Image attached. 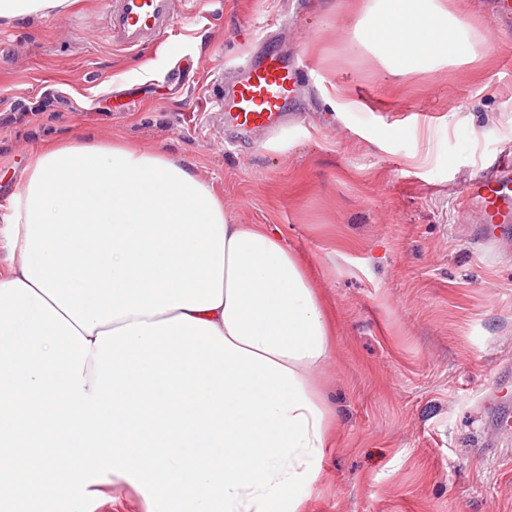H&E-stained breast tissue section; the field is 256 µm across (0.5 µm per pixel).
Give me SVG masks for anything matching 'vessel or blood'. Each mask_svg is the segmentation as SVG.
I'll list each match as a JSON object with an SVG mask.
<instances>
[{
    "mask_svg": "<svg viewBox=\"0 0 512 512\" xmlns=\"http://www.w3.org/2000/svg\"><path fill=\"white\" fill-rule=\"evenodd\" d=\"M178 21L175 0H110L102 26L114 47L138 52L158 42ZM306 71L300 62L272 52L248 68L224 93V124L237 133L275 127ZM465 198L482 214V236L500 247L512 244V157H497L469 183Z\"/></svg>",
    "mask_w": 512,
    "mask_h": 512,
    "instance_id": "b4317fda",
    "label": "vessel or blood"
}]
</instances>
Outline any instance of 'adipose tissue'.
Wrapping results in <instances>:
<instances>
[{"label":"adipose tissue","instance_id":"adipose-tissue-1","mask_svg":"<svg viewBox=\"0 0 512 512\" xmlns=\"http://www.w3.org/2000/svg\"><path fill=\"white\" fill-rule=\"evenodd\" d=\"M71 4L0 0V21ZM349 7L400 69L462 59L447 0ZM0 255V512L106 465L146 512H306L337 442L334 329L277 229L234 223L185 162L76 138L32 157Z\"/></svg>","mask_w":512,"mask_h":512}]
</instances>
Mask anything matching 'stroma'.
I'll list each match as a JSON object with an SVG mask.
<instances>
[{"label": "stroma", "instance_id": "stroma-1", "mask_svg": "<svg viewBox=\"0 0 512 512\" xmlns=\"http://www.w3.org/2000/svg\"><path fill=\"white\" fill-rule=\"evenodd\" d=\"M465 0L466 63L398 71L358 43L348 0H187L159 46L114 50L106 0L0 23V219L28 162L73 137L177 157L239 224H271L335 327L320 382L338 445L310 512H512V433L488 394L512 371V251L486 243L468 183L512 154V27ZM283 47L318 82L298 119L230 145L224 71ZM348 90L337 98L335 86ZM52 512H145L102 469Z\"/></svg>", "mask_w": 512, "mask_h": 512}]
</instances>
